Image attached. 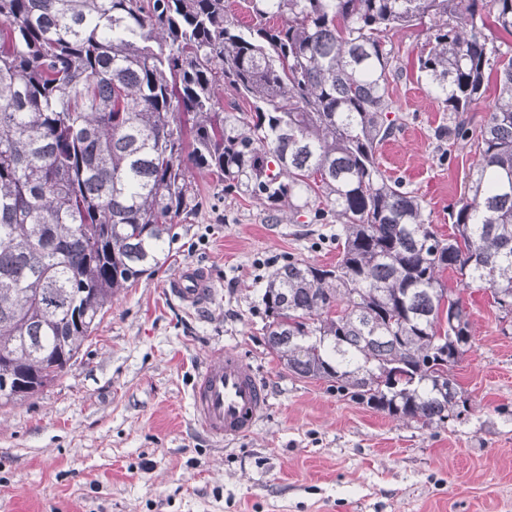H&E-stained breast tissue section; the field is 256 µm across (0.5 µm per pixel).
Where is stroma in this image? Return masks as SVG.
I'll list each match as a JSON object with an SVG mask.
<instances>
[{"instance_id":"stroma-1","label":"stroma","mask_w":512,"mask_h":512,"mask_svg":"<svg viewBox=\"0 0 512 512\" xmlns=\"http://www.w3.org/2000/svg\"><path fill=\"white\" fill-rule=\"evenodd\" d=\"M416 33L392 40L402 125L380 150L438 233L475 155L439 140L450 114L417 81ZM199 210L176 224L164 267L105 308L78 360L33 397L0 406V512H512V324L488 290L461 293L474 340L449 371L467 404L423 428L289 373L265 344L262 295L295 257L337 260V224H291L198 175ZM214 292L189 309L166 292L184 265ZM236 350L269 390L256 431L215 444L194 428L197 369Z\"/></svg>"}]
</instances>
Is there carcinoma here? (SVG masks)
I'll use <instances>...</instances> for the list:
<instances>
[{
    "label": "carcinoma",
    "mask_w": 512,
    "mask_h": 512,
    "mask_svg": "<svg viewBox=\"0 0 512 512\" xmlns=\"http://www.w3.org/2000/svg\"><path fill=\"white\" fill-rule=\"evenodd\" d=\"M247 9L241 24L226 0H0L1 403L60 377L105 306L164 266L205 173L290 224L341 225L335 265L290 257L267 281L265 344L289 373L423 427L459 417L448 371L472 326L444 272L512 319V0ZM406 28L454 113L438 137L475 147L446 239L379 163L399 129L388 33ZM488 72L498 95L474 129Z\"/></svg>",
    "instance_id": "1"
}]
</instances>
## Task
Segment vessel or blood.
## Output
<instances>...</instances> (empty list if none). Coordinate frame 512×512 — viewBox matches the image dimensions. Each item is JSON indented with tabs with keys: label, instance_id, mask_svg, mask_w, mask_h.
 Listing matches in <instances>:
<instances>
[{
	"label": "vessel or blood",
	"instance_id": "vessel-or-blood-1",
	"mask_svg": "<svg viewBox=\"0 0 512 512\" xmlns=\"http://www.w3.org/2000/svg\"><path fill=\"white\" fill-rule=\"evenodd\" d=\"M168 291L186 307L197 308L213 289L205 269L187 265L171 278ZM268 401L267 388L231 350L197 371L191 392L193 420L203 434L215 440L233 441L252 433Z\"/></svg>",
	"mask_w": 512,
	"mask_h": 512
}]
</instances>
